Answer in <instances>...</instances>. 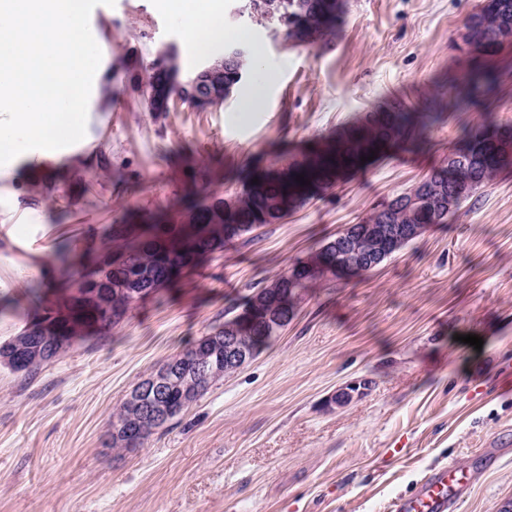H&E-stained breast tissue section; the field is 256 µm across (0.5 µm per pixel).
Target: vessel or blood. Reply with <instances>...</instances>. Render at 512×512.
<instances>
[{"label":"vessel or blood","mask_w":512,"mask_h":512,"mask_svg":"<svg viewBox=\"0 0 512 512\" xmlns=\"http://www.w3.org/2000/svg\"><path fill=\"white\" fill-rule=\"evenodd\" d=\"M471 482L469 471L454 462L431 471L410 496L393 499L391 512H449Z\"/></svg>","instance_id":"obj_1"}]
</instances>
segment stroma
Wrapping results in <instances>:
<instances>
[{"label": "stroma", "instance_id": "35a3bbf8", "mask_svg": "<svg viewBox=\"0 0 512 512\" xmlns=\"http://www.w3.org/2000/svg\"><path fill=\"white\" fill-rule=\"evenodd\" d=\"M482 0H346L339 31L297 45L223 0L222 45L200 54L170 0L96 6L102 51L92 131L66 154L0 166V341L25 325L29 288L102 246L111 224L231 198L243 170L299 160L322 137L392 103L439 119L420 147L388 151L274 224L137 302L112 333L67 349L32 379L0 365V512H387L434 467L473 476L452 512L512 499V164L447 223L375 270L303 290L269 346L132 452L108 445L113 412L168 357L209 334L293 262L443 165L465 132L512 124V46L486 58L459 32ZM243 45L256 68L200 107L155 112L140 85L169 60L178 81ZM498 74L490 107L456 105L454 80ZM274 81L259 111L243 92ZM483 339L481 349L461 336ZM366 380L352 403L340 386Z\"/></svg>", "mask_w": 512, "mask_h": 512}]
</instances>
